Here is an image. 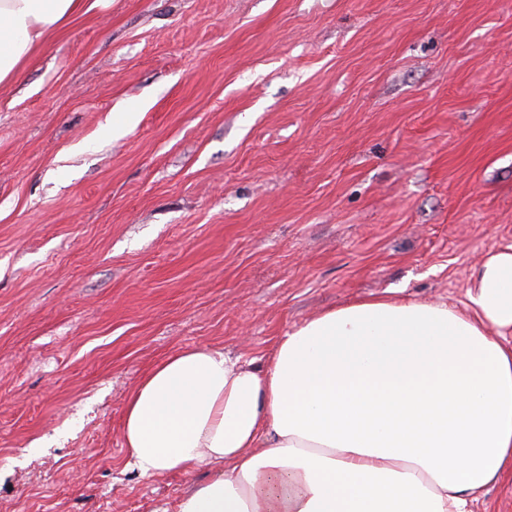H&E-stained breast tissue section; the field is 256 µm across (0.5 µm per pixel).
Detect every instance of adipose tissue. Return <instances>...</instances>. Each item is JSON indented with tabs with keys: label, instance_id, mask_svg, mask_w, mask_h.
<instances>
[{
	"label": "adipose tissue",
	"instance_id": "obj_1",
	"mask_svg": "<svg viewBox=\"0 0 512 512\" xmlns=\"http://www.w3.org/2000/svg\"><path fill=\"white\" fill-rule=\"evenodd\" d=\"M89 0H0V83ZM444 304L377 298L277 338L255 367L183 348L133 389L121 427L144 478L219 474L157 512H468L512 477V247Z\"/></svg>",
	"mask_w": 512,
	"mask_h": 512
}]
</instances>
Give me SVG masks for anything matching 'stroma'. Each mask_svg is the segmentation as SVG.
<instances>
[{
  "label": "stroma",
  "instance_id": "1",
  "mask_svg": "<svg viewBox=\"0 0 512 512\" xmlns=\"http://www.w3.org/2000/svg\"><path fill=\"white\" fill-rule=\"evenodd\" d=\"M512 246V0H103L0 84V512H156L126 399Z\"/></svg>",
  "mask_w": 512,
  "mask_h": 512
}]
</instances>
